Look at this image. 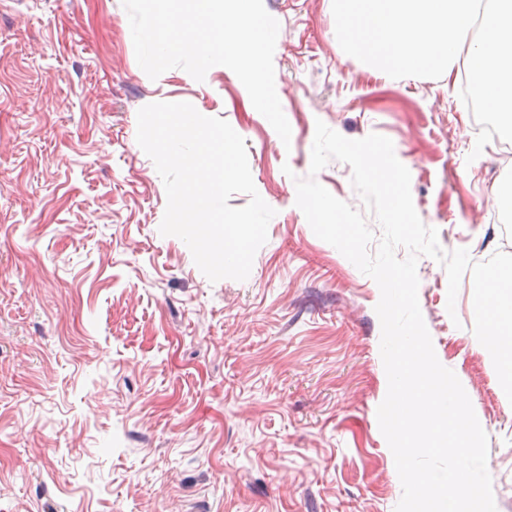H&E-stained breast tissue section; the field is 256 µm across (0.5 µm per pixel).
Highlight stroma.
Instances as JSON below:
<instances>
[{"label":"stroma","instance_id":"35a3bbf8","mask_svg":"<svg viewBox=\"0 0 512 512\" xmlns=\"http://www.w3.org/2000/svg\"><path fill=\"white\" fill-rule=\"evenodd\" d=\"M280 28L282 142L217 65L150 79L122 0H0V512H395L402 485L377 408L388 381L381 292L296 205L315 125L389 138L445 251L512 254L501 192L512 143L469 160L479 126L447 77L393 79L345 54L332 0H263ZM187 102L245 140L276 214L246 280L210 282L159 226L167 198L137 112ZM317 181L356 210L349 165ZM438 360L488 436L497 512H512V403L420 258Z\"/></svg>","mask_w":512,"mask_h":512}]
</instances>
